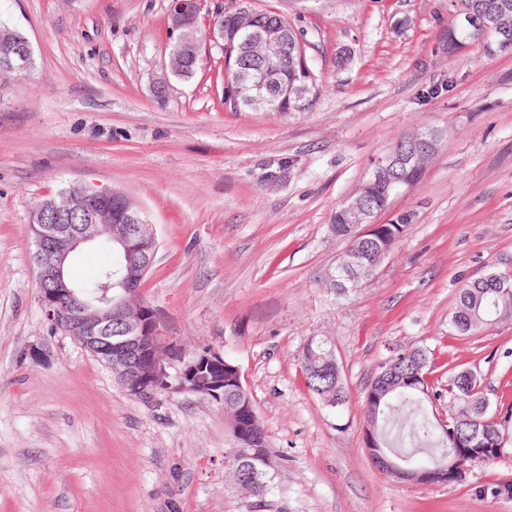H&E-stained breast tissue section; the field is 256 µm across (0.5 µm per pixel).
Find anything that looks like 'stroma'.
Segmentation results:
<instances>
[{
	"mask_svg": "<svg viewBox=\"0 0 512 512\" xmlns=\"http://www.w3.org/2000/svg\"><path fill=\"white\" fill-rule=\"evenodd\" d=\"M280 13L306 41V112H252L213 81L167 68L169 0H0L29 41L28 76L0 80V512H512L487 493L512 458L458 484L400 481L364 447V397L397 349L433 350L512 394V322L451 326L461 281L512 273V52L455 56L453 0H223ZM351 53L347 68L336 65ZM168 84L164 98L153 87ZM443 137L390 214H414L377 276L347 296L323 282L344 247L330 218L372 160L420 128ZM72 183L125 191L156 233L142 282L185 349L240 367L274 463L240 490L224 407L196 394L129 395L45 315L29 224ZM333 348L348 393L305 385L310 339Z\"/></svg>",
	"mask_w": 512,
	"mask_h": 512,
	"instance_id": "obj_1",
	"label": "stroma"
}]
</instances>
